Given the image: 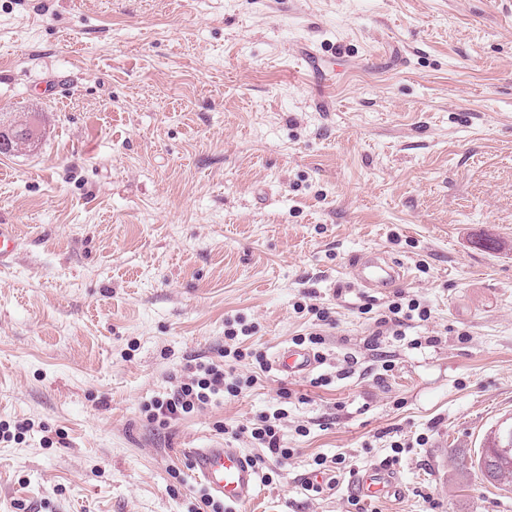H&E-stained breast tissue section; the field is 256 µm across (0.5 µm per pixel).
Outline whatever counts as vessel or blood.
Masks as SVG:
<instances>
[{
  "label": "vessel or blood",
  "instance_id": "b4317fda",
  "mask_svg": "<svg viewBox=\"0 0 512 512\" xmlns=\"http://www.w3.org/2000/svg\"><path fill=\"white\" fill-rule=\"evenodd\" d=\"M18 246L16 225L0 224V266L14 261ZM349 269L356 282L365 288L393 287L406 277L402 265L377 253L356 255ZM274 364L280 373L291 376L310 371L315 359L310 351L292 347L277 352ZM190 455L197 477L212 495L223 499L228 505L245 504L253 499L259 476L241 449L216 442L206 448L191 449ZM351 488L357 495L369 500L397 499L403 493L398 475L383 466L355 473Z\"/></svg>",
  "mask_w": 512,
  "mask_h": 512
}]
</instances>
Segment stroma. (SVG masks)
I'll return each instance as SVG.
<instances>
[{"label": "stroma", "instance_id": "obj_1", "mask_svg": "<svg viewBox=\"0 0 512 512\" xmlns=\"http://www.w3.org/2000/svg\"><path fill=\"white\" fill-rule=\"evenodd\" d=\"M26 112L40 143L0 154V424L24 427L0 512H191L189 449L258 456L245 428L279 408L293 454L235 512H354L351 473L385 463L406 495L363 512H512L470 465L512 418L504 0H0V118ZM363 252L407 279L359 286ZM399 290L429 320L374 335L363 307ZM299 302L337 322L311 374L144 418L220 360L225 318L271 358L310 329ZM333 456L346 473L310 491ZM18 246L17 225L0 224V266L14 261Z\"/></svg>", "mask_w": 512, "mask_h": 512}]
</instances>
